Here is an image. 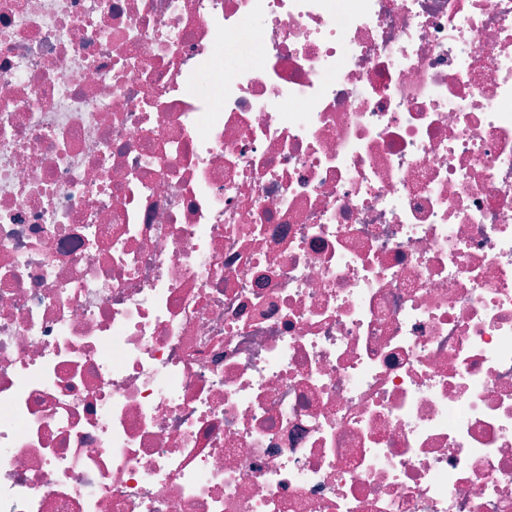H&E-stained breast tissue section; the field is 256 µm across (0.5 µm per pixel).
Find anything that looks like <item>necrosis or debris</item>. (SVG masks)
Listing matches in <instances>:
<instances>
[{
  "instance_id": "obj_1",
  "label": "necrosis or debris",
  "mask_w": 512,
  "mask_h": 512,
  "mask_svg": "<svg viewBox=\"0 0 512 512\" xmlns=\"http://www.w3.org/2000/svg\"><path fill=\"white\" fill-rule=\"evenodd\" d=\"M0 512H512V0H0Z\"/></svg>"
}]
</instances>
